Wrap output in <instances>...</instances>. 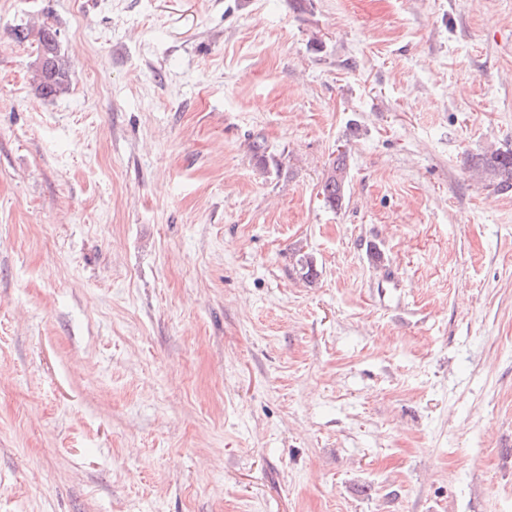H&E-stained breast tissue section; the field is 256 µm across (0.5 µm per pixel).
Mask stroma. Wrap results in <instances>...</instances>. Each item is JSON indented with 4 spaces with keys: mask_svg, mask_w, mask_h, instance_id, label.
<instances>
[{
    "mask_svg": "<svg viewBox=\"0 0 512 512\" xmlns=\"http://www.w3.org/2000/svg\"><path fill=\"white\" fill-rule=\"evenodd\" d=\"M508 147L512 0H0V512H512ZM34 40L37 42L36 62L43 60V67L36 65L37 88L43 97H55L63 93L68 85V73L61 62L57 30L53 25L43 23ZM472 160L473 167L477 170L481 169L499 177L501 187L512 188V149H497ZM334 159L335 157L330 162L326 175L332 171ZM335 162L336 164L333 172L324 176L321 183L323 202L331 209H338L342 207L345 201L349 171L346 152H340L338 150Z\"/></svg>",
    "mask_w": 512,
    "mask_h": 512,
    "instance_id": "35a3bbf8",
    "label": "stroma"
}]
</instances>
